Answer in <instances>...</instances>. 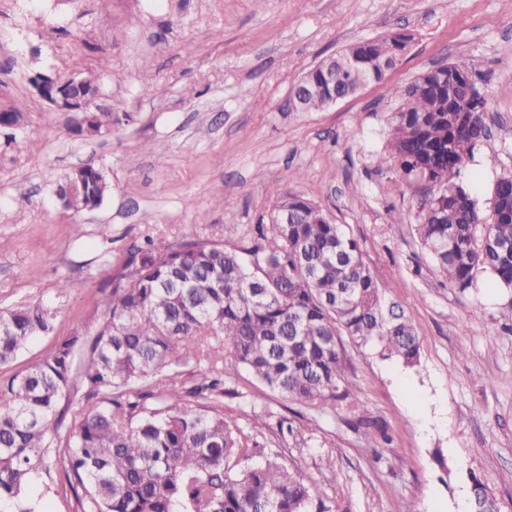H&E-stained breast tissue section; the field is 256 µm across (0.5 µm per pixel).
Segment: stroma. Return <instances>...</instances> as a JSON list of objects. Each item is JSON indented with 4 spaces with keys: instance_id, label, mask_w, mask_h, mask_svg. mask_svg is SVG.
Wrapping results in <instances>:
<instances>
[{
    "instance_id": "35a3bbf8",
    "label": "stroma",
    "mask_w": 512,
    "mask_h": 512,
    "mask_svg": "<svg viewBox=\"0 0 512 512\" xmlns=\"http://www.w3.org/2000/svg\"><path fill=\"white\" fill-rule=\"evenodd\" d=\"M410 35L385 83L319 112L288 99L309 68L346 45ZM469 64L489 97L484 185L512 176V0H0V109L21 116L0 135V310L49 305L52 333L0 366V388L59 338L92 337L101 283L128 249L153 239L236 249L269 223L278 199L303 196L360 245L387 303L420 341L417 366L345 341L361 406L301 409L248 371L225 419L249 428L333 512H457L472 477L512 512V291L448 283L417 238L414 187L390 166V87ZM99 75L116 121L89 137L52 111L37 76ZM94 163L111 185L96 209L64 208L55 189ZM368 409L389 441H366ZM331 466H322V458Z\"/></svg>"
}]
</instances>
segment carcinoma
<instances>
[{"label": "carcinoma", "instance_id": "carcinoma-1", "mask_svg": "<svg viewBox=\"0 0 512 512\" xmlns=\"http://www.w3.org/2000/svg\"><path fill=\"white\" fill-rule=\"evenodd\" d=\"M403 33L355 42L326 61L336 94L350 97L399 61ZM448 80L431 75L391 88L393 167L419 185L414 231L448 282L474 286L477 275L512 289V177L478 207L461 170L487 137L485 96L460 64ZM304 112L326 108L321 68L300 80ZM112 130V113L90 112L85 132ZM76 203H100L110 187L87 171ZM268 224L233 250L213 240L132 246L106 280L105 318L92 339L56 341L52 352L0 390V512H41L30 489L61 468L77 512H331L314 501L307 477L224 419V399L239 396V369L304 407L336 409L350 399L342 337L371 343L409 367L420 342L405 312L385 306L358 243L309 200L282 197ZM41 304L0 312V365L53 330ZM82 409L60 438V404L74 379ZM200 400L198 409L186 404ZM365 436L386 428L361 415ZM475 512H500L478 478Z\"/></svg>", "mask_w": 512, "mask_h": 512}]
</instances>
